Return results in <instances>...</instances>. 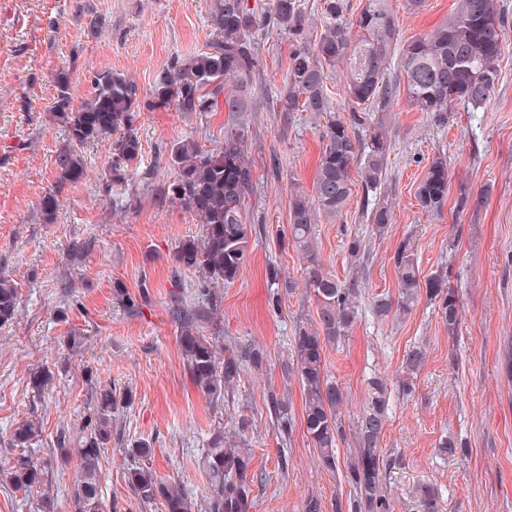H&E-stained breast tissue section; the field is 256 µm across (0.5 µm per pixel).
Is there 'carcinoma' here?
<instances>
[{
	"mask_svg": "<svg viewBox=\"0 0 512 512\" xmlns=\"http://www.w3.org/2000/svg\"><path fill=\"white\" fill-rule=\"evenodd\" d=\"M391 0H362L356 21L348 19L349 0H321V31L313 36L306 26L301 0H268L262 12L248 0H211L209 21L214 31L206 48L192 56L176 57L155 77L150 93L140 94L135 82L110 69L93 73L88 96L75 108L69 88L71 73L65 68L54 74L57 96L50 106L52 119L64 128L65 144L58 151L55 190L40 202L46 221H52L59 206L58 194L86 174L80 148L112 138L109 180L122 184L131 165L142 159L138 131L141 112L175 109L192 112L226 111L234 116L248 110L255 91V75L260 66L254 35L267 24L288 38L286 87L279 98L282 112L330 111L326 81L336 69L346 75L344 96L347 115H331L323 131V147L316 167L315 194L296 191L291 197L289 236L305 260L303 288L318 303V321L303 322L295 330V356L283 364L285 377H296L305 395L303 431L308 443L318 449L322 467L337 469V445L344 440L342 408L344 391L325 370L324 346L348 336L359 315L358 278L341 282L323 269L314 245L315 224L320 215L337 219L350 200L352 174L367 189H375L386 175L390 143L386 127L372 118L388 109L397 85L389 75L392 65L400 67L409 105L439 122L457 105L474 111L483 108L500 81V62L508 43L503 10L496 0H456L448 19L435 29L407 42L402 41L399 24L390 8ZM170 164L174 178L164 186L162 198L184 206L202 225L201 239H186L175 251L178 268L198 273L195 293L205 300L196 308L178 301L174 307L180 331L178 342L195 385L211 400L224 401L239 386L242 372L261 370L266 354L251 344L218 340L203 334L201 323L217 325L222 296L215 285L233 284L251 260V239L256 227L245 219V199L253 183V168L246 154L244 130H224V142L205 150L187 136L174 141ZM448 160L433 158L420 180L415 199L428 215L442 212L448 201ZM372 232L389 233L392 208L371 210ZM398 296H379L373 310L379 318L392 312L408 313L424 297L438 309L448 332L453 333L462 318V304L448 273L438 270L421 276L410 239L400 241L392 257ZM270 288L268 306L276 311L282 297L298 284L282 275L280 268L266 269ZM19 289L14 280L0 273V325L11 321L18 311ZM425 361L420 347L410 350L402 362L400 393L410 397ZM92 381L88 412L75 432L60 435L54 449L63 462L75 461L77 477L71 490V512H103L100 464L112 439V420L117 405L132 402L133 394H117L108 384ZM367 402L357 417L353 436L357 448L345 468L353 490L348 512H390L386 476L401 459L380 448L392 406L387 382L374 376L367 382ZM275 418L279 443L288 445L294 419L288 402L276 396L268 403ZM249 418L237 420L239 444L226 447V432L215 431L203 460L212 494L204 502V512H248L253 501L251 449L247 448ZM38 423L24 421L11 435L12 446L27 448L39 437ZM436 454L454 458L463 451L453 436H442ZM129 484L145 501L160 499L165 512H192L193 504L184 489L158 477L144 465L128 472ZM0 481L16 490L28 491L44 482V470L26 455L0 466ZM443 494L432 484H424L417 495L418 512H443Z\"/></svg>",
	"mask_w": 512,
	"mask_h": 512,
	"instance_id": "obj_1",
	"label": "carcinoma"
}]
</instances>
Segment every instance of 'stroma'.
<instances>
[{
  "mask_svg": "<svg viewBox=\"0 0 512 512\" xmlns=\"http://www.w3.org/2000/svg\"><path fill=\"white\" fill-rule=\"evenodd\" d=\"M456 0H425L412 13L405 0L391 9L403 40L443 23ZM210 0H0V271L11 275L20 293L13 322L0 326V465L19 456L11 445L15 426L41 423V435L27 454L48 462L47 486L55 512H70L68 492L74 465L52 462L56 439L87 411L91 379L118 391H133L130 407L118 410L112 441L101 461L105 512H164L161 501L140 500L126 473L129 448L149 442V462L203 504L211 485L201 464L215 427H234L239 415L255 420L249 433L251 472L257 476L249 512H304L318 497L323 512L346 504L351 488L341 470L353 451L352 439L338 445L337 471L317 462L302 427L280 448L269 414V395L287 397L288 411L301 417L305 396L282 366L293 353L294 329L317 318V302L304 288L283 297L278 312L268 306L266 267L301 278L304 262L291 247L278 249L289 230L293 191L314 193L325 118L283 112L278 97L287 72L288 40L260 32L262 68L248 112L190 115L141 112L143 157L127 182L106 187L101 172L111 156L110 139L82 150L85 180L56 189L55 156L65 133L52 121L48 104L56 94L54 74L68 68L71 98L80 105L89 76L112 69L149 91L156 73L174 56L203 50L212 38ZM101 18L98 35L89 22ZM501 78L478 111L455 106L447 122L414 110L397 91L381 119L388 132L387 177L377 189L355 183L342 218L320 219L317 256L347 281L362 276L360 318L345 340L328 345L325 369L348 399L343 418L352 429L367 396L366 380L381 375L396 389L402 361L414 346L426 349L413 397H394L381 446L403 463L387 477L391 512H416V488L428 482L443 493L447 512H512V43L500 62ZM240 123L247 132V156L254 182L247 195V223L258 227L252 257L243 274L222 287L218 318L225 341L246 342L267 352L263 371H249L233 399L215 405L191 380L178 346L179 329L170 307L175 298L195 302L196 272L176 271L175 251L197 239L202 227L184 207L160 203L157 186L174 172L167 147L186 136L203 149L224 140ZM448 157V201L441 215L421 212L415 189L432 159ZM59 193L53 223H45L41 198ZM469 203L458 208L461 195ZM391 204L388 235H373L371 204ZM367 243L365 267L352 264L346 241ZM411 238L422 274H451L463 305L456 332H448L435 307L419 300L411 314L374 317V296L397 294L390 258ZM140 300L132 309L117 288ZM79 332L85 343L71 351L64 339ZM48 368L50 383L38 391L32 369ZM448 434L465 442L464 454L437 457L434 446Z\"/></svg>",
  "mask_w": 512,
  "mask_h": 512,
  "instance_id": "obj_1",
  "label": "stroma"
}]
</instances>
